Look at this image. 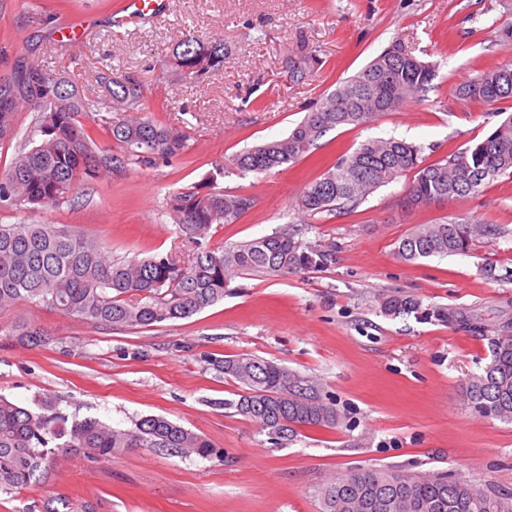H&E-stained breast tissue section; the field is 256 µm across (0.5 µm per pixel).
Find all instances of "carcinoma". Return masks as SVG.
<instances>
[{
    "label": "carcinoma",
    "instance_id": "carcinoma-1",
    "mask_svg": "<svg viewBox=\"0 0 512 512\" xmlns=\"http://www.w3.org/2000/svg\"><path fill=\"white\" fill-rule=\"evenodd\" d=\"M169 65L199 79L224 69V43L187 38L174 48ZM436 66L422 61L393 40L355 75L322 95L303 119L280 138L241 151L218 163L205 184L173 193L170 216L179 234L199 247L182 265L170 255L119 260L96 236L77 227L29 223L22 218L0 224V310L32 303L88 324L106 328H149L191 317L224 299L240 275L286 276L327 264L330 254L289 229L230 247L200 246L213 224H232L254 205L247 195L226 194L217 186L224 169L245 173L278 171L305 158L318 141L338 127H361L407 101L435 89ZM112 111L127 112L143 97V86L128 76L114 83L102 73ZM0 125L20 133V112L36 113L25 144L0 174V209L14 215L58 208L74 200L96 179L132 168L169 163L188 148V134L145 114L112 122L115 144L101 148L83 122L99 102L72 81L21 60L0 80ZM468 102L489 111L512 100V65L490 67L456 88ZM411 175L407 202L414 208L477 196L483 186L512 174V113L483 139L427 163L421 147L395 137L362 142L341 155L309 182L296 202L315 216L351 213L378 188ZM505 233L497 224L454 217L418 224L402 237L396 256L408 263L468 252L474 241H493ZM419 302L406 295L383 297L387 317L409 315ZM22 345L38 347L43 332L16 320L0 333ZM213 365L239 386L229 403L237 414L258 424L273 439L291 441L300 431L334 429L341 421L336 404L320 395L314 382L249 353L216 358ZM476 414L512 422V335L492 338V360L465 386ZM138 448H155L178 457H209L216 449L200 435L162 416L148 415L131 428H116L96 417L69 418L51 401L20 405L0 396V489L21 490L48 474L59 456L87 453L110 460ZM321 512H512V492L482 487L441 474H411L388 468H358L318 489Z\"/></svg>",
    "mask_w": 512,
    "mask_h": 512
}]
</instances>
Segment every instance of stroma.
Returning a JSON list of instances; mask_svg holds the SVG:
<instances>
[{"label":"stroma","mask_w":512,"mask_h":512,"mask_svg":"<svg viewBox=\"0 0 512 512\" xmlns=\"http://www.w3.org/2000/svg\"><path fill=\"white\" fill-rule=\"evenodd\" d=\"M123 2L0 0V76L22 58L102 98L97 74L111 66L147 86L143 104L152 117L189 134L170 164L103 177L75 204L33 214L99 235L116 259L151 252L188 263L195 245L179 237L167 196L201 183L243 148L287 134L393 38L436 63L438 89L369 126L329 131L288 169L220 179L225 192L255 204L235 223L212 225L204 245L227 247L295 225L330 253L326 266L237 277L218 304L146 329L96 327L29 303L0 312V325L24 319L47 336L38 348L0 336V396L55 401L120 428L163 415L221 451L207 459L148 449L109 461L70 455L26 489L0 490V512H320L321 484L354 467L439 472L512 491V422L479 416L462 393L490 362L499 328L512 325V176L473 198L413 210L403 203V178L350 214L294 209L308 182L365 140L403 138L433 162L484 138L496 117L460 100L456 87L512 61V0H168L156 17L112 26ZM77 20L88 24L86 38L58 42ZM188 34L223 40V71L194 81L166 68ZM309 52L319 67L293 81L289 59ZM453 216L500 225L505 234L476 241L466 254L416 263L396 257L414 225ZM486 266L493 276L483 274ZM392 291L415 298L419 312L382 315L380 302ZM437 308L477 319L484 330L439 321L431 315ZM240 353L317 382L341 424L275 443L225 406L238 387L211 360Z\"/></svg>","instance_id":"1"}]
</instances>
